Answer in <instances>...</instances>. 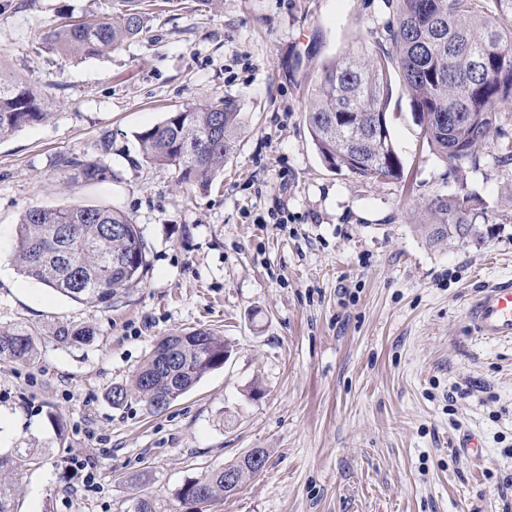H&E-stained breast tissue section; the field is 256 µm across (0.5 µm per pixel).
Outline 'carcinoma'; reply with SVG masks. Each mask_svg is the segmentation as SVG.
<instances>
[{
	"label": "carcinoma",
	"instance_id": "carcinoma-1",
	"mask_svg": "<svg viewBox=\"0 0 512 512\" xmlns=\"http://www.w3.org/2000/svg\"><path fill=\"white\" fill-rule=\"evenodd\" d=\"M388 46L364 44L323 66L312 87L305 121L318 153L332 169L378 181L402 173L390 132L379 133L398 72L430 151L452 169L475 159L498 114L512 108V0H384ZM143 0H113L112 13L95 23L57 21L43 35L47 49L75 59L101 56L136 38L146 27ZM52 116L49 102L22 79L0 69V138ZM241 128L240 105L230 97L199 101L170 113L141 132L145 161L172 170L178 183L206 186L224 169ZM58 167L74 182L106 180L98 160L61 157ZM471 193L437 195L419 225L428 242L444 245L480 233L472 224ZM13 258L21 273L78 303L106 307L137 287L148 261L136 224L112 208L68 204L32 207L18 227ZM93 331L61 326V341L83 343ZM227 343L207 330L166 336L135 372L129 385L110 391L112 404L131 396L158 411L224 364ZM36 354L33 334L22 324L0 326V360L27 363ZM31 448L0 454V473L36 464ZM224 470L185 483L179 499L203 507L225 496ZM0 512H17L16 487L0 479Z\"/></svg>",
	"mask_w": 512,
	"mask_h": 512
}]
</instances>
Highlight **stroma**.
Here are the masks:
<instances>
[{
	"label": "stroma",
	"instance_id": "1",
	"mask_svg": "<svg viewBox=\"0 0 512 512\" xmlns=\"http://www.w3.org/2000/svg\"><path fill=\"white\" fill-rule=\"evenodd\" d=\"M138 38L82 60L47 51L58 12L112 0H0V68L52 96L53 117L0 138V326H28L30 363L0 361V451L18 512H190L178 489L253 448L261 474L208 512H512V341L477 335L482 288L512 280V115L461 175L431 153L393 80L401 179L330 169L305 123L310 78L383 38L382 0H150ZM235 98L241 129L209 188L146 163L137 136L201 99ZM62 156L100 160L87 185ZM466 182L481 234L429 244L424 205ZM106 206L137 224L142 282L112 307L77 303L13 261L34 206ZM90 328L63 343L60 325ZM223 336L231 353L161 410L112 405L157 340ZM476 437L480 450L462 442ZM91 458V484L71 470ZM38 459L32 448H13L10 453L0 454V473L21 471L36 464Z\"/></svg>",
	"mask_w": 512,
	"mask_h": 512
}]
</instances>
